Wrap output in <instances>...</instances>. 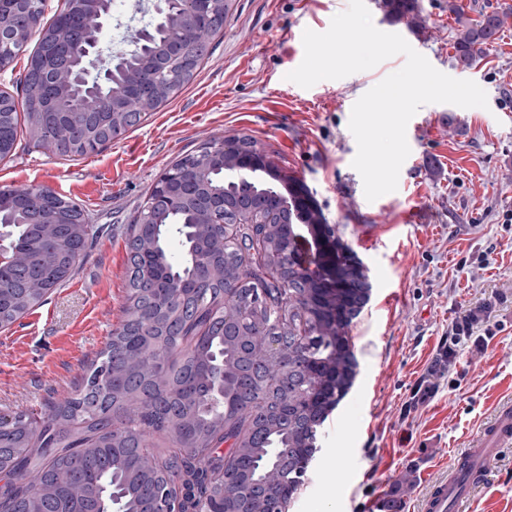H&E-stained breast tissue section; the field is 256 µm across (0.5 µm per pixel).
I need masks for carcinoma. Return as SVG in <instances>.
Masks as SVG:
<instances>
[{
    "label": "carcinoma",
    "instance_id": "obj_1",
    "mask_svg": "<svg viewBox=\"0 0 512 512\" xmlns=\"http://www.w3.org/2000/svg\"><path fill=\"white\" fill-rule=\"evenodd\" d=\"M47 0H0L12 21L0 38L11 64L17 43L35 42L32 61L61 35L64 0L52 22ZM393 21L419 16L418 0H381ZM229 3L207 36L187 27L156 32L183 39L190 53L158 77L150 107H132L118 121L139 125L194 78L224 29ZM507 12L480 9L455 41V65L469 69L496 43ZM21 102L0 90V160L14 155L20 130L30 142L65 156H85L112 143L107 95L72 90L62 112H43L52 81L31 65L20 80ZM228 152H256L247 138L222 140ZM213 143L177 160L169 174L207 175L224 198L213 223H198L185 204L162 202L157 180L126 225L123 319L85 369L75 396L35 416L0 415V512H285L319 452L320 431L358 374L349 330L370 301L366 267L319 207L283 215L276 194L297 180L270 171L247 177L211 166ZM0 190V241L12 260L0 265V327L40 306L74 274L100 232L76 203L37 186ZM238 224L224 236V225ZM323 224L336 239V285L316 274L315 256L302 266L291 236ZM183 254L174 264L168 245ZM168 302L162 320L153 307ZM169 441L158 456L152 438ZM411 472L397 479L379 512H402Z\"/></svg>",
    "mask_w": 512,
    "mask_h": 512
}]
</instances>
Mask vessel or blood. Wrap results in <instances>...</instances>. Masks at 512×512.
Segmentation results:
<instances>
[{
	"label": "vessel or blood",
	"instance_id": "1",
	"mask_svg": "<svg viewBox=\"0 0 512 512\" xmlns=\"http://www.w3.org/2000/svg\"><path fill=\"white\" fill-rule=\"evenodd\" d=\"M512 446V401L501 404L492 420L456 460L448 478L436 482L422 499V512H461L487 476L486 464Z\"/></svg>",
	"mask_w": 512,
	"mask_h": 512
}]
</instances>
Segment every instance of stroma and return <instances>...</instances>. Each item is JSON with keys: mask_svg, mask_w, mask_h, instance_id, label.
Returning <instances> with one entry per match:
<instances>
[{"mask_svg": "<svg viewBox=\"0 0 512 512\" xmlns=\"http://www.w3.org/2000/svg\"><path fill=\"white\" fill-rule=\"evenodd\" d=\"M374 26L400 34L439 71L476 82L484 108L427 104L414 115L395 192L364 196L349 129L355 101L405 63L305 89L286 75L302 61V34L326 31L349 0H231L212 54L191 82L101 152L60 155L20 141L0 161V188L45 186L83 206L107 230L73 276L39 307L0 328V414L49 411L76 393L86 366L122 320L125 224L159 176L213 138L248 137L272 166L304 183L327 223L366 266L371 298L350 328L359 361L349 394L323 426L320 451L288 512H361L412 470L408 507L446 477L457 456L512 399V16L476 67L454 65L461 19L444 0H419L421 22L389 21L365 0ZM380 227L377 239L363 227ZM468 337L452 327L478 309ZM456 358L443 368V349ZM462 512H512V450L488 467Z\"/></svg>", "mask_w": 512, "mask_h": 512, "instance_id": "35a3bbf8", "label": "stroma"}]
</instances>
